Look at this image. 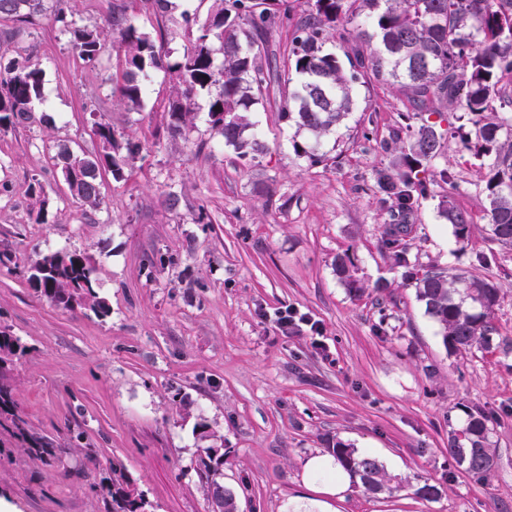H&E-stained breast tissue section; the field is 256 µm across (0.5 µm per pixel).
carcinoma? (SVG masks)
I'll use <instances>...</instances> for the list:
<instances>
[{
    "instance_id": "carcinoma-1",
    "label": "carcinoma",
    "mask_w": 512,
    "mask_h": 512,
    "mask_svg": "<svg viewBox=\"0 0 512 512\" xmlns=\"http://www.w3.org/2000/svg\"><path fill=\"white\" fill-rule=\"evenodd\" d=\"M212 16L203 24L185 17L191 47L183 58L168 60L150 36L138 32L124 9L116 7L107 26L120 37L122 72L118 83L120 101L129 109L141 106L143 80L152 70L168 71L174 83L169 100V130L182 134L189 102L201 91L218 87L209 106L212 127L233 147L239 157L254 158L260 151L256 139L245 136L249 127L245 113L263 87L276 80L258 62L256 36L276 20L288 18V0H215ZM312 21L294 32L291 54L296 79L291 83L288 104L281 116L292 121L303 140L295 152L317 164L326 159L319 152L326 138L353 111L356 74L347 72L333 53L324 51L336 23L362 18L355 39L369 55L354 51L356 66L368 65L372 75L407 92L414 110L443 115L463 112L475 127V139L465 146L489 158L485 173L488 206L485 217L491 237L512 247V116L499 112L512 105V0H307ZM43 11V0H0V19L30 22ZM71 42L79 58L96 65L101 56V31L87 27L71 29ZM224 50L221 67L214 65L211 43ZM43 71L29 59L14 56L0 64V132L33 118L42 101ZM100 150L95 155L69 149L54 158L71 197L95 209L101 202V174L119 181L141 148L126 143L119 152L112 126L95 124ZM447 131L424 121L407 144L401 146L388 166L378 170L377 181L385 195L395 197L400 211H409L417 196L426 195L420 168L442 154ZM441 217L454 229L458 240L469 239L473 221L468 213L445 198L438 204ZM393 225L385 231V246L392 250L403 279L414 285L424 313L440 328L443 344L451 351H466L475 345L490 348L497 332L494 311L498 288L487 277L473 273L447 274L436 268H419L406 257L401 234ZM348 255L336 256V276L357 294L358 280L350 270ZM94 267L88 255L57 251L40 256L27 268V279L56 306L88 307L97 314L106 304L94 290ZM22 354L20 339L0 329V417L9 420L47 459H57L55 449L43 438L28 432V423L13 397L8 373ZM332 452L365 492L384 491L387 478L379 461L336 442ZM451 454L465 471L481 481L490 473L494 457L488 443L487 417L469 413L463 439H454ZM112 512H150L145 494L128 481L122 467H112V479L104 486ZM213 495L224 493L225 512L237 509L236 493L216 481Z\"/></svg>"
}]
</instances>
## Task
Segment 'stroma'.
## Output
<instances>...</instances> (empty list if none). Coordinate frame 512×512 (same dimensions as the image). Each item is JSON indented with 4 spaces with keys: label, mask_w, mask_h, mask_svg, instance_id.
Returning a JSON list of instances; mask_svg holds the SVG:
<instances>
[{
    "label": "stroma",
    "mask_w": 512,
    "mask_h": 512,
    "mask_svg": "<svg viewBox=\"0 0 512 512\" xmlns=\"http://www.w3.org/2000/svg\"><path fill=\"white\" fill-rule=\"evenodd\" d=\"M213 4L170 0L162 14L142 0H47L33 23L0 20V52L29 56L44 73L35 123L0 133V325L25 348L12 366L14 399L30 431L65 460L42 462L0 419V502L11 512H108L91 487L118 464L152 512H212L199 475L211 447L224 455L215 478L235 491L239 512H281L303 492L306 459L341 441L374 456L392 489L373 495L350 484L336 512H512V248L487 231V161L460 142L472 125L440 118L453 134L424 167L426 196L402 218L377 184L392 147L421 123L399 88L360 71L353 112L326 141V161L313 164L295 153L297 128L271 87L247 114L264 149L242 159L212 128L209 94L193 98L184 135L171 136L170 74L151 71L141 108L128 109L110 81L121 58L115 35L92 67L55 19L61 6L77 25L102 28L113 7L124 8L174 62L189 46L184 16L205 21ZM290 5L260 45L262 65L283 78L308 15L305 0ZM98 122L142 149L124 180L104 174L103 201L91 210L50 158L64 147L96 153ZM35 182L37 201L28 194ZM445 196L471 215L468 241L440 217ZM399 222L413 264L455 273L490 258L500 289L490 348L444 346L382 244ZM55 251L91 257L106 314L57 307L23 277ZM344 253L363 287L356 295L334 271ZM286 307L311 326L281 333L274 317ZM476 408L488 414L495 455L480 483L448 454ZM426 483L437 498L416 495Z\"/></svg>",
    "instance_id": "35a3bbf8"
}]
</instances>
